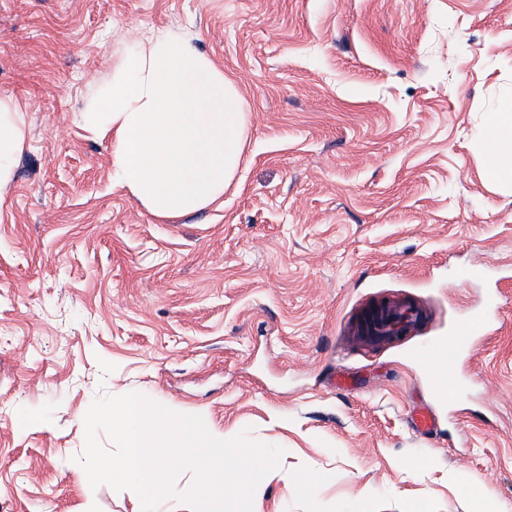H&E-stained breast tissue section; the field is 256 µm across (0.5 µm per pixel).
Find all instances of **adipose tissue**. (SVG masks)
Segmentation results:
<instances>
[{
    "label": "adipose tissue",
    "instance_id": "obj_1",
    "mask_svg": "<svg viewBox=\"0 0 512 512\" xmlns=\"http://www.w3.org/2000/svg\"><path fill=\"white\" fill-rule=\"evenodd\" d=\"M248 114L223 69L167 29L143 32L79 115L82 129L109 143L118 186L150 215L175 220L222 200L243 159ZM25 115L0 94V186L12 178ZM484 174L512 185V94L487 118Z\"/></svg>",
    "mask_w": 512,
    "mask_h": 512
}]
</instances>
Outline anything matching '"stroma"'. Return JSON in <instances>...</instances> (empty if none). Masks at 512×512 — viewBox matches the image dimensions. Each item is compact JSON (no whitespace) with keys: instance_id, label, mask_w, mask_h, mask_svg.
Wrapping results in <instances>:
<instances>
[{"instance_id":"35a3bbf8","label":"stroma","mask_w":512,"mask_h":512,"mask_svg":"<svg viewBox=\"0 0 512 512\" xmlns=\"http://www.w3.org/2000/svg\"><path fill=\"white\" fill-rule=\"evenodd\" d=\"M145 26L188 36L248 112L237 183L176 220L78 123ZM1 93L26 127L0 188V512H140L78 462L91 403L130 392L280 447L253 512H472L454 476L512 512V191L480 146L512 93V0H0ZM492 296L439 394L416 349ZM381 297L423 319L364 355L347 327Z\"/></svg>"}]
</instances>
